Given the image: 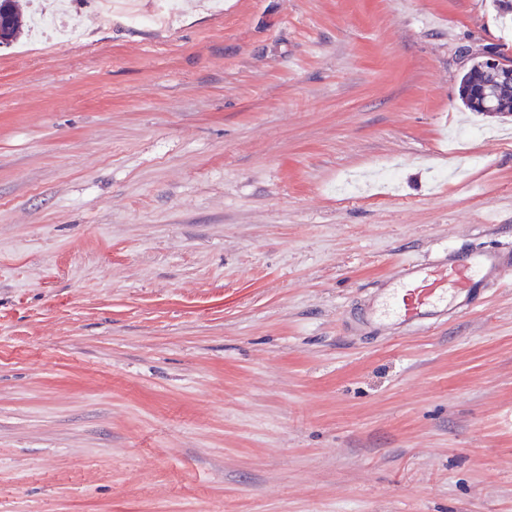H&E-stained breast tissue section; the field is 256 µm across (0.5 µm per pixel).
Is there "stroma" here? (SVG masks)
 <instances>
[{
	"instance_id": "stroma-1",
	"label": "stroma",
	"mask_w": 512,
	"mask_h": 512,
	"mask_svg": "<svg viewBox=\"0 0 512 512\" xmlns=\"http://www.w3.org/2000/svg\"><path fill=\"white\" fill-rule=\"evenodd\" d=\"M134 2L0 48V512H512V279L360 323L512 251L493 0ZM487 53L496 55L488 61L491 66L496 67L501 79L510 84L501 83L496 74L482 64L483 60H477L464 72L460 80V96L463 104L470 110L481 114H495L502 118L512 117V63L500 51H489ZM476 88H485L486 98L484 107L474 103V91ZM512 268V252L448 248L430 263L397 266L389 288L368 306L367 318L383 335L398 328L424 330L438 320L465 313L481 288L494 286Z\"/></svg>"
}]
</instances>
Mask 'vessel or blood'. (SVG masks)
Here are the masks:
<instances>
[{
    "label": "vessel or blood",
    "instance_id": "vessel-or-blood-1",
    "mask_svg": "<svg viewBox=\"0 0 512 512\" xmlns=\"http://www.w3.org/2000/svg\"><path fill=\"white\" fill-rule=\"evenodd\" d=\"M512 269V252L447 249L436 260L397 266L389 287L368 307L369 322L382 334L398 328L424 330L436 321L465 313L481 289Z\"/></svg>",
    "mask_w": 512,
    "mask_h": 512
}]
</instances>
